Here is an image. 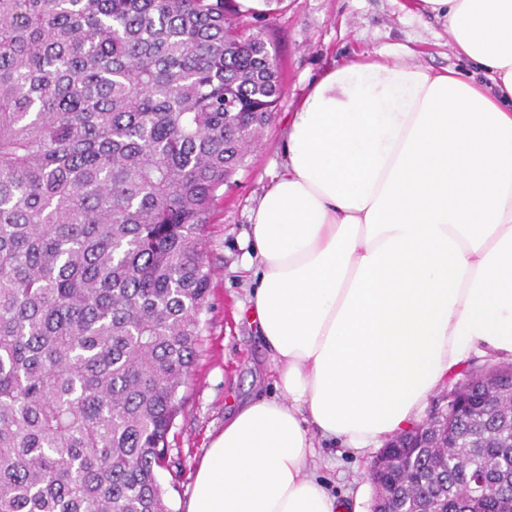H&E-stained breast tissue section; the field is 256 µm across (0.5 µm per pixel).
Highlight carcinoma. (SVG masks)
<instances>
[{"instance_id": "cac0c4a2", "label": "carcinoma", "mask_w": 512, "mask_h": 512, "mask_svg": "<svg viewBox=\"0 0 512 512\" xmlns=\"http://www.w3.org/2000/svg\"><path fill=\"white\" fill-rule=\"evenodd\" d=\"M235 0H0V512H172L205 225L283 93ZM500 403L384 448L400 512H512Z\"/></svg>"}]
</instances>
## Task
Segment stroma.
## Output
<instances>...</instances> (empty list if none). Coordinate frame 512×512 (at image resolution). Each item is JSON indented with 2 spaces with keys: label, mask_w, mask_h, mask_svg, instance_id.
<instances>
[{
  "label": "stroma",
  "mask_w": 512,
  "mask_h": 512,
  "mask_svg": "<svg viewBox=\"0 0 512 512\" xmlns=\"http://www.w3.org/2000/svg\"><path fill=\"white\" fill-rule=\"evenodd\" d=\"M412 0H254L253 14L242 16L260 31L275 56L283 94L248 149L245 165L224 188L206 227L208 262L213 271L210 306L201 316V346L195 371L181 388V413L168 435V456L180 475L160 471L172 512H186L204 452L224 430V419L238 400L273 390V366L255 323L238 314L249 291L242 267L251 209L284 166L288 116L323 72L358 54L381 51L409 56L411 63L440 71L466 70L451 47L446 24L418 15ZM317 475L347 512H371L369 467L376 449L357 452L321 444Z\"/></svg>",
  "instance_id": "35a3bbf8"
}]
</instances>
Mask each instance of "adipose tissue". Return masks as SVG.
<instances>
[{
  "instance_id": "ef3b65f1",
  "label": "adipose tissue",
  "mask_w": 512,
  "mask_h": 512,
  "mask_svg": "<svg viewBox=\"0 0 512 512\" xmlns=\"http://www.w3.org/2000/svg\"><path fill=\"white\" fill-rule=\"evenodd\" d=\"M418 3L472 71L360 56L291 112L243 256L276 393L225 420L187 512H342L318 441L379 447L472 354L512 361V0Z\"/></svg>"
}]
</instances>
